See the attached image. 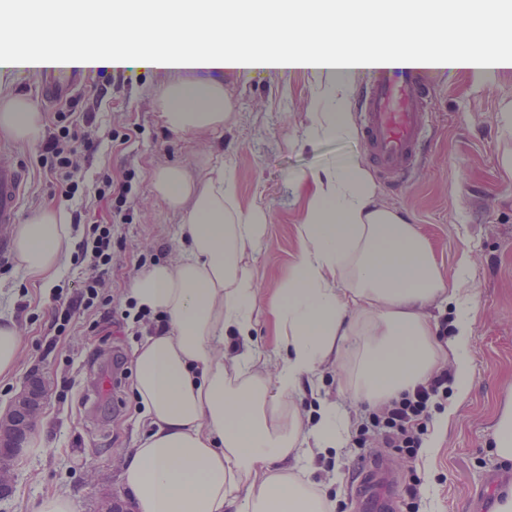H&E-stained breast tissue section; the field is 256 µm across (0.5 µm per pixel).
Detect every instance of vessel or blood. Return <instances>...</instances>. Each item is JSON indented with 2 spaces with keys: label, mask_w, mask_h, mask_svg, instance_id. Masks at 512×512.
I'll use <instances>...</instances> for the list:
<instances>
[{
  "label": "vessel or blood",
  "mask_w": 512,
  "mask_h": 512,
  "mask_svg": "<svg viewBox=\"0 0 512 512\" xmlns=\"http://www.w3.org/2000/svg\"><path fill=\"white\" fill-rule=\"evenodd\" d=\"M76 83L73 70L52 68L43 71L39 93L48 101H61L67 99ZM428 103L423 70L416 66L372 68L369 81L360 91L361 131L370 161L393 186H403L425 162L426 132L420 115ZM25 184L22 166L0 163V224L16 223Z\"/></svg>",
  "instance_id": "1"
}]
</instances>
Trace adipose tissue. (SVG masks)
<instances>
[{"label": "adipose tissue", "mask_w": 512, "mask_h": 512, "mask_svg": "<svg viewBox=\"0 0 512 512\" xmlns=\"http://www.w3.org/2000/svg\"><path fill=\"white\" fill-rule=\"evenodd\" d=\"M63 19L54 50L23 49L16 29L43 25L40 11L0 22V75L66 58L77 69L123 67L167 74L163 123L182 136L220 129L234 114L222 77L302 68L334 77L336 109L317 113L313 138L357 134L346 80L377 57L398 20L413 27L400 61L489 73L512 67V0H53ZM350 20L348 50H328L336 19ZM275 33L251 47L249 29ZM118 32V50L89 45ZM43 115L21 98L0 100V134L36 143ZM155 194L184 216L178 261L156 264L133 281L138 308L163 314L169 328L134 351L133 390L147 432L126 452L121 482L135 512H328L307 463L340 447L344 429L329 402L303 427L293 396L325 364L342 366L350 336L366 335L353 375L368 404L398 398L453 357V384L464 398L471 371L463 359L467 303L448 287L429 241L409 217L387 206L360 161L314 172L296 235L297 263L276 291L271 313L285 353L276 372L252 345L258 282L247 263L262 239L264 210L234 202L229 169L202 158L196 171L164 166ZM62 211L49 207L12 230V251L29 275L47 278L68 245ZM456 306V334L436 338L430 308ZM237 346L225 352V335Z\"/></svg>", "instance_id": "ef3b65f1"}]
</instances>
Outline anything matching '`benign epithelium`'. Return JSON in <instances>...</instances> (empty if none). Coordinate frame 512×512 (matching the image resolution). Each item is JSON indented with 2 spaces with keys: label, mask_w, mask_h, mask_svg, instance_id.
Instances as JSON below:
<instances>
[{
  "label": "benign epithelium",
  "mask_w": 512,
  "mask_h": 512,
  "mask_svg": "<svg viewBox=\"0 0 512 512\" xmlns=\"http://www.w3.org/2000/svg\"><path fill=\"white\" fill-rule=\"evenodd\" d=\"M47 388L39 378H31L0 416V490L8 489L14 461L24 448L38 417Z\"/></svg>",
  "instance_id": "obj_1"
}]
</instances>
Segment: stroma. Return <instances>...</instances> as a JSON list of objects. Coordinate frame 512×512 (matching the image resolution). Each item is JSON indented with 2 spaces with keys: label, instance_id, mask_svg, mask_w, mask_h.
<instances>
[{
  "label": "stroma",
  "instance_id": "1",
  "mask_svg": "<svg viewBox=\"0 0 512 512\" xmlns=\"http://www.w3.org/2000/svg\"><path fill=\"white\" fill-rule=\"evenodd\" d=\"M39 80L36 70L0 76V98L37 104L49 130L57 108L41 102ZM425 81L432 92V107L422 118L432 135L425 166L399 191L381 182L376 188L385 204L406 213L428 239L447 283L467 280L473 297L465 348L471 388L460 402L446 394L432 404L426 434L437 437L438 446L431 456H410L383 447L372 425L382 409L354 394L352 376L321 367L315 377L319 393L349 424L343 446L308 469L330 512H360L358 482L373 456L386 466L392 512H413L403 497L412 476L420 488L414 512H489L494 494L488 480L512 484V462L497 459L493 438L500 415L512 407V179L499 164L503 152L512 150V136L498 121L499 112L512 105V68L489 75L431 69ZM165 82L160 74L124 69L85 73L79 93L99 99L88 119L103 143L94 156L77 158L84 181L69 199L39 166L37 146L0 136V162L20 163L27 173L19 223L47 207L81 217L71 225L66 255L50 279L32 278L13 257L0 264V319L14 321L24 336L14 372L0 378V412L30 373L41 374L48 387L13 482L0 494V512H37L49 494L74 497L78 512H97L109 495L128 499L120 484L123 453L146 431L133 392L132 353L156 320L136 308L129 287L143 269L179 255L181 218L155 195L154 169H195L202 149H209L230 168L240 208L269 210L265 235L248 262L260 285L253 341L271 355L276 350L271 303L298 257L295 224L303 196L297 180L367 157L361 137L311 139L303 133L313 113L334 109L326 97L333 82L328 75L295 69L225 76L236 119L202 144L159 121ZM125 179L131 184V213L128 223L116 225L115 203L102 190L107 182ZM99 226L110 227L112 248L108 262L96 266L82 258L80 246ZM92 281L99 282L103 303L82 300ZM117 358L122 364L116 387L111 396L99 397L95 376ZM451 405L454 416L439 427Z\"/></svg>",
  "mask_w": 512,
  "mask_h": 512
}]
</instances>
